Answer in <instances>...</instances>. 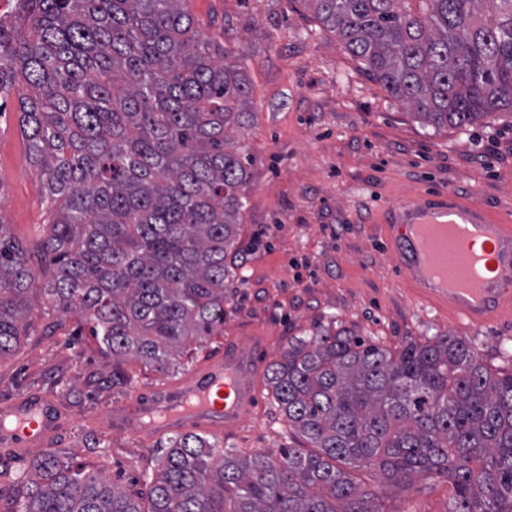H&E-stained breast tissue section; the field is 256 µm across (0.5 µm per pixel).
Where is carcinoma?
Wrapping results in <instances>:
<instances>
[{
    "mask_svg": "<svg viewBox=\"0 0 512 512\" xmlns=\"http://www.w3.org/2000/svg\"><path fill=\"white\" fill-rule=\"evenodd\" d=\"M189 0H18L0 21V98L24 82L19 125L40 175L43 264L0 224V359L30 297L144 369L178 368L224 324L248 184L236 132L251 115L240 53ZM392 98L434 128L512 116V0H307ZM265 386L310 445L238 455L178 433L148 508L55 452L17 512H384L355 472L440 477L447 512H512V371L461 336L392 351L327 328L288 340Z\"/></svg>",
    "mask_w": 512,
    "mask_h": 512,
    "instance_id": "cac0c4a2",
    "label": "carcinoma"
}]
</instances>
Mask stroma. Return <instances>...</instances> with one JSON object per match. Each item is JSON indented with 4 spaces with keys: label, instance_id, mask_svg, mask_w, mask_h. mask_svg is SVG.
<instances>
[{
    "label": "stroma",
    "instance_id": "1",
    "mask_svg": "<svg viewBox=\"0 0 512 512\" xmlns=\"http://www.w3.org/2000/svg\"><path fill=\"white\" fill-rule=\"evenodd\" d=\"M195 20L241 51L252 116L238 134L248 159L241 259L224 302V325L205 346L161 375L113 362L88 330L32 297L33 325L17 353L0 359V410L19 397H51L64 423L48 446H0V512H16L18 481L56 451L73 466L147 492L169 433L113 429L104 413L131 410L144 394L180 380L227 344L267 337L268 361L289 338L345 328L390 348L425 336H463L491 370H512V314L460 319L401 275L389 251L388 209L426 191L455 192L512 223V118L434 128L391 98L303 0H189ZM45 219L40 182L20 131L17 95L0 113V220L34 249ZM225 448L255 453L302 448L271 393ZM383 492L386 512H446L448 484L415 476L410 487L357 474Z\"/></svg>",
    "mask_w": 512,
    "mask_h": 512
}]
</instances>
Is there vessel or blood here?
I'll return each instance as SVG.
<instances>
[{
    "instance_id": "b4317fda",
    "label": "vessel or blood",
    "mask_w": 512,
    "mask_h": 512,
    "mask_svg": "<svg viewBox=\"0 0 512 512\" xmlns=\"http://www.w3.org/2000/svg\"><path fill=\"white\" fill-rule=\"evenodd\" d=\"M439 222L447 225L458 255L445 283L432 274L418 276L421 257L414 248L420 226ZM390 231L405 274L428 294L447 300L462 318L480 323L512 302V225L493 221L481 204L460 202L449 190L427 193L394 211ZM264 352L260 336L228 346L223 358L137 398L135 418L115 414L112 424L139 432H175L192 424L235 430L257 405ZM9 415L12 424L0 429V442L17 448L42 444L58 425L54 405L42 397L20 400Z\"/></svg>"
}]
</instances>
